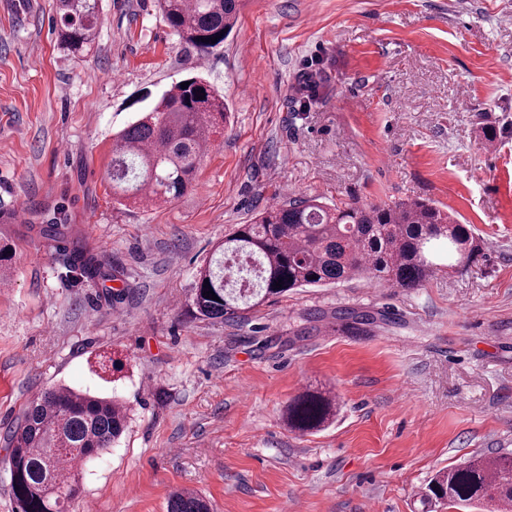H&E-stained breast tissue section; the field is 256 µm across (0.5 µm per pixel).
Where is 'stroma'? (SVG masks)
Here are the masks:
<instances>
[{"instance_id":"1","label":"stroma","mask_w":512,"mask_h":512,"mask_svg":"<svg viewBox=\"0 0 512 512\" xmlns=\"http://www.w3.org/2000/svg\"><path fill=\"white\" fill-rule=\"evenodd\" d=\"M97 39L58 45L54 0L0 11V512L6 433L43 391L116 398L126 432L87 463L97 512H445L429 482L512 453V0H240L221 47L183 48L154 0H100ZM229 117L192 188L120 205L112 138L176 81ZM490 123L497 138L482 140ZM428 199L471 225L478 262L418 288H298L237 321L192 318L196 273L272 203ZM76 249L112 273L70 267ZM384 312L369 336L340 309ZM121 358L103 372L105 356ZM307 390L325 430H289ZM336 402L323 392L306 391L294 398L286 412L288 426L300 432L320 431L336 417ZM208 501L191 492H175L167 503V512H210Z\"/></svg>"}]
</instances>
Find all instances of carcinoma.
Here are the masks:
<instances>
[{
  "label": "carcinoma",
  "mask_w": 512,
  "mask_h": 512,
  "mask_svg": "<svg viewBox=\"0 0 512 512\" xmlns=\"http://www.w3.org/2000/svg\"><path fill=\"white\" fill-rule=\"evenodd\" d=\"M158 7L180 43L200 54L221 46V31L231 32L238 20L237 0H158ZM57 10L63 23L61 47L73 55L89 51L97 36L98 0H57ZM186 81L188 88L175 82L150 111L114 138L108 176L117 200L155 205L192 187L227 107L206 80L193 76ZM480 250L471 225L430 201L327 206L311 198L289 199L224 235L197 271L191 312L207 319H240L245 310L295 288L355 277L418 288L444 269L465 270ZM73 266L88 278L101 275L82 252L74 255ZM279 280L282 288L277 289ZM210 290L217 299L205 297ZM336 321L341 331L357 334L376 317L340 310ZM336 411L332 396L306 391L288 404L286 421L292 429L311 433L332 423ZM126 424V410L117 400L67 387L41 393L7 434L16 512H66L83 476L82 468L68 462L86 464L109 452ZM427 498L450 508L485 502L506 512L512 509V456L474 458L451 467L433 479ZM167 512H210V506L198 494L175 492Z\"/></svg>",
  "instance_id": "obj_1"
}]
</instances>
